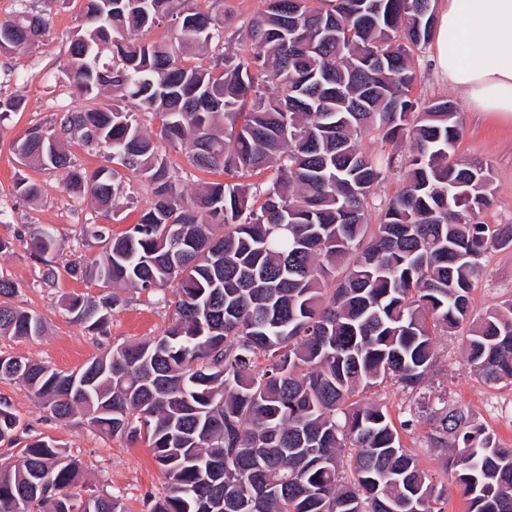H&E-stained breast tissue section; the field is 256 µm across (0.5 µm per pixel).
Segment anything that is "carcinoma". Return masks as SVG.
<instances>
[{
	"label": "carcinoma",
	"mask_w": 512,
	"mask_h": 512,
	"mask_svg": "<svg viewBox=\"0 0 512 512\" xmlns=\"http://www.w3.org/2000/svg\"><path fill=\"white\" fill-rule=\"evenodd\" d=\"M173 0H85L60 72L91 100L110 86L162 117L160 137L187 145L203 173L187 191L179 172L119 107L87 108L14 142L23 161L63 174L67 190L116 207L123 171L152 186L153 201L94 259L70 261L75 279L103 288L70 296L71 319L98 333L124 306L126 287L172 308L169 327L123 343L70 373L0 356V378L23 382L51 417L148 444L164 476L148 512H442L438 490L401 442L387 408L355 400L391 377L422 388L437 363L435 338L465 322V366L486 384L512 383V302L471 320L470 294L491 250L512 247V224H488L489 166L455 157L463 117L452 101L412 98V47L434 32V0H266L250 26L252 52L224 47L223 0L208 12H173ZM175 16L167 43L133 35ZM14 43L38 45L44 15L0 22ZM211 55L213 64L188 61ZM275 92L266 95L268 87ZM377 131L407 138L404 183L380 222L365 208L385 170L360 147ZM104 144L112 166L89 173L60 135ZM273 172L265 185L238 183ZM56 239L36 231L30 257ZM0 276V337L43 334L39 315L11 303ZM428 447L448 456L467 512H512V448L462 408L427 400ZM17 421L0 407V443ZM81 463L35 439L0 464V512H128L119 494L82 495Z\"/></svg>",
	"instance_id": "cac0c4a2"
}]
</instances>
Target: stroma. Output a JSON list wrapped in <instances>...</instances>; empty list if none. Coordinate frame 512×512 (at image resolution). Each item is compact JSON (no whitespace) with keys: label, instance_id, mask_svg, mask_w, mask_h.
<instances>
[{"label":"stroma","instance_id":"35a3bbf8","mask_svg":"<svg viewBox=\"0 0 512 512\" xmlns=\"http://www.w3.org/2000/svg\"><path fill=\"white\" fill-rule=\"evenodd\" d=\"M265 7V0H224L226 52L250 53L249 22ZM23 8L47 14L50 25L35 48L0 53V96H20L27 104L24 111L0 117V239L10 243L8 250L0 252V276L17 283L14 304L38 313L45 323V333L30 340L0 338V355L24 356L70 372L105 348L161 334L171 311L164 302L136 290H124L126 305L113 312L106 335L100 336L74 322L63 308L66 297H96L101 293L95 282L71 278L65 271L69 261L81 256L92 259L103 251L101 242L84 240V225L104 224L112 235H121L138 222L152 194L145 180L126 173L118 207L108 214L97 209L90 198L68 191L59 172L18 163L12 151L15 140L35 127L51 131L64 113L86 106L60 73L70 37L81 22L83 0H0V22ZM410 60L416 72L413 98L421 103L451 100L464 117L457 158L492 166L494 204L485 214V222L512 224V119L473 112L464 97L437 73L430 46L413 48ZM20 176L40 186L36 201L19 197L15 182ZM43 225L53 227L57 241L55 252L49 256L56 270V280L50 285L42 282L43 266L31 259L27 248L30 235ZM482 263L483 272L472 292L473 313L477 316L512 299V248L490 252ZM436 351V371L423 393L447 395L450 403L468 410L478 423L512 447V417L501 414L504 407L512 408V384L488 385L466 369L459 336H438ZM366 396L385 405L392 418L400 422L415 413L420 395L388 379L368 390ZM0 401L6 403L18 422L15 442L0 443V463L15 461L31 439L50 438L80 459L85 494L116 492L131 512H146V498L162 492L164 476L147 444H132L100 433L78 416L66 423L58 422L16 380L0 379ZM429 427L428 419L420 418L416 426L402 431V443L442 487L443 512H465V498L446 470L444 459L427 446Z\"/></svg>","mask_w":512,"mask_h":512}]
</instances>
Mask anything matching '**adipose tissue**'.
<instances>
[{
    "mask_svg": "<svg viewBox=\"0 0 512 512\" xmlns=\"http://www.w3.org/2000/svg\"><path fill=\"white\" fill-rule=\"evenodd\" d=\"M433 60L474 110L512 116V0H442Z\"/></svg>",
    "mask_w": 512,
    "mask_h": 512,
    "instance_id": "adipose-tissue-1",
    "label": "adipose tissue"
}]
</instances>
